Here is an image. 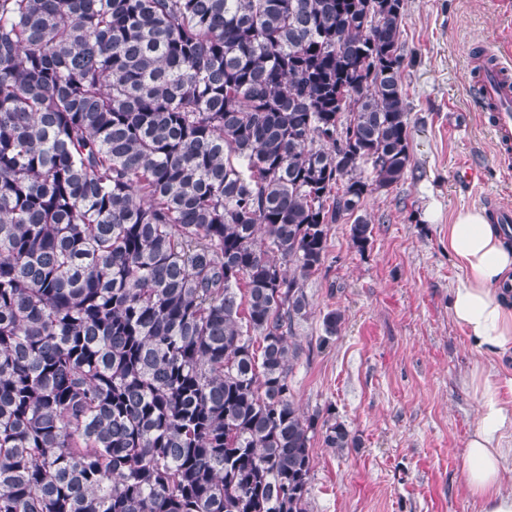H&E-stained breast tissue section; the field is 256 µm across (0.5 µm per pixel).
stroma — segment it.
<instances>
[{"mask_svg":"<svg viewBox=\"0 0 512 512\" xmlns=\"http://www.w3.org/2000/svg\"><path fill=\"white\" fill-rule=\"evenodd\" d=\"M403 38L412 166L366 198L370 249L331 225L304 283L313 309L297 328L294 396L360 442L339 455L314 436L309 512H476L463 469L476 424L465 378L479 356L448 312L463 278L448 226L463 208L512 210V148L499 150L474 88L477 53L512 63V0H406ZM466 166L474 179L460 178ZM336 309L344 321L328 339L322 319Z\"/></svg>","mask_w":512,"mask_h":512,"instance_id":"stroma-1","label":"stroma"}]
</instances>
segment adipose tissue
<instances>
[{
    "instance_id": "1",
    "label": "adipose tissue",
    "mask_w": 512,
    "mask_h": 512,
    "mask_svg": "<svg viewBox=\"0 0 512 512\" xmlns=\"http://www.w3.org/2000/svg\"><path fill=\"white\" fill-rule=\"evenodd\" d=\"M448 253L464 271L449 315L484 359L466 378L478 417L463 481L478 512H512V375L501 366L512 356V234L485 209L465 208L448 227Z\"/></svg>"
}]
</instances>
